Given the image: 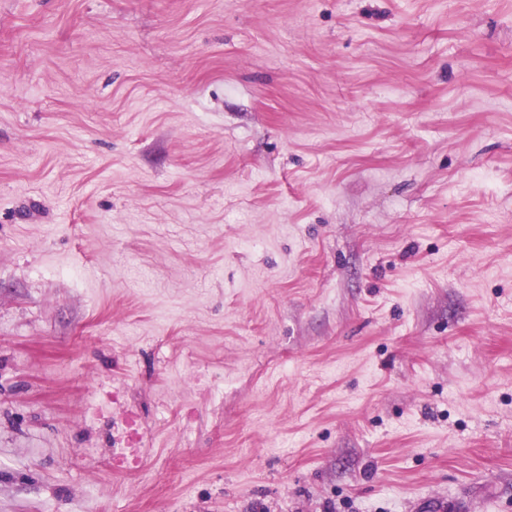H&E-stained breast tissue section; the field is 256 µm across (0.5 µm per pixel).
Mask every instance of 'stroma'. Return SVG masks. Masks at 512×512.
I'll return each mask as SVG.
<instances>
[{
    "label": "stroma",
    "instance_id": "obj_1",
    "mask_svg": "<svg viewBox=\"0 0 512 512\" xmlns=\"http://www.w3.org/2000/svg\"><path fill=\"white\" fill-rule=\"evenodd\" d=\"M0 512H512V0H0ZM114 428L116 429V452L124 453L131 464H135L137 449L143 442L141 435L144 434V424L128 413H122L115 420Z\"/></svg>",
    "mask_w": 512,
    "mask_h": 512
}]
</instances>
